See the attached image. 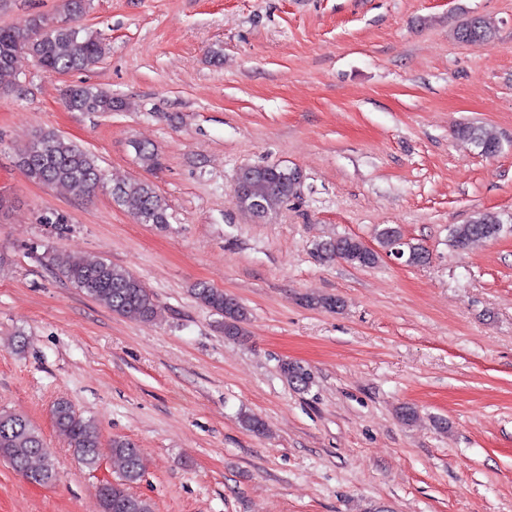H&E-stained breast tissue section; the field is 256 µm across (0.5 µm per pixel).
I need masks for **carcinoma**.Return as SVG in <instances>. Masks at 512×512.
<instances>
[{"label": "carcinoma", "instance_id": "1", "mask_svg": "<svg viewBox=\"0 0 512 512\" xmlns=\"http://www.w3.org/2000/svg\"><path fill=\"white\" fill-rule=\"evenodd\" d=\"M90 7V0H62L60 17L35 14L23 27L0 26V90L9 91L17 84L16 60L24 54L31 57L46 74L86 70L96 65L107 47L94 32L76 25ZM495 24L474 17L461 24L455 38L470 44L491 39ZM62 100L73 112H113L123 102L93 85L74 84L63 89ZM457 137L473 143L485 153L501 146L495 133L483 127L463 124L456 128ZM134 149L142 165L149 171L160 165L157 154L146 145ZM17 165L31 181L45 186H63L76 198L88 200L105 188V177L97 157L77 143L67 140L52 129H40L17 153ZM302 177H290L278 165H258L244 172V192L236 198L242 210L265 217L282 205L299 197ZM113 203L134 206V218L141 224L163 227L169 223L168 204L147 180L133 179L116 183L109 189ZM261 203V210L252 202ZM504 230L499 219L489 213H478L466 224L450 231L452 246L465 251L480 241L497 239ZM380 250L371 251L360 239L340 236L318 245L317 258L323 263L340 259L354 267L371 268L380 255L391 254L400 245L407 250L410 264L429 262L428 251L420 244L404 241L397 225H386L378 232ZM49 264L66 281L112 313L132 316L142 322H153L159 316L150 291L128 269L105 259L73 261L61 253L48 257ZM193 293L197 301L220 317L224 336L243 340L248 336V310L241 302L222 290L203 282ZM280 372L289 385L306 391L312 385L311 370L297 362L284 360ZM56 427L68 439L69 448L89 469L99 463L100 429L91 418L78 413L72 404L58 400L53 407ZM0 458L7 461L25 479L37 484L55 480L56 472L40 432L23 414L0 412ZM112 459L121 470V480L98 488L101 512H152L150 503L129 491L144 472L143 458L136 444L125 438L112 439Z\"/></svg>", "mask_w": 512, "mask_h": 512}]
</instances>
